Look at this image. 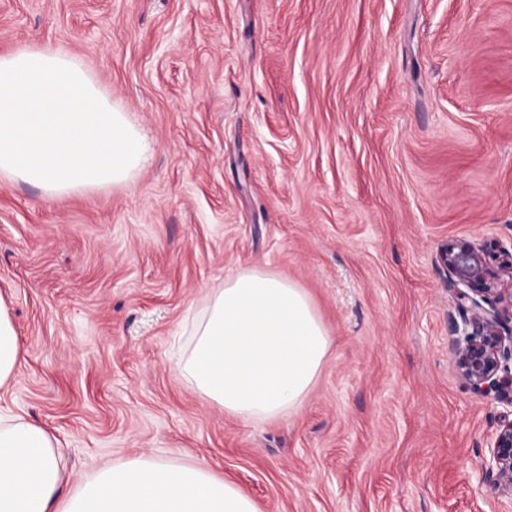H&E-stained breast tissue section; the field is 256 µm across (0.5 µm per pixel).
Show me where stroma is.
<instances>
[{
    "instance_id": "1",
    "label": "stroma",
    "mask_w": 512,
    "mask_h": 512,
    "mask_svg": "<svg viewBox=\"0 0 512 512\" xmlns=\"http://www.w3.org/2000/svg\"><path fill=\"white\" fill-rule=\"evenodd\" d=\"M59 49L154 152L46 197L0 176V410L71 484L149 454L261 512H512L507 408L456 364L449 242L512 244V0H0V56ZM305 288L333 344L302 407L225 417L176 373L225 276ZM21 348L14 323L5 301L0 297V388L15 374ZM485 476L502 491L512 494V419L503 421L491 443Z\"/></svg>"
}]
</instances>
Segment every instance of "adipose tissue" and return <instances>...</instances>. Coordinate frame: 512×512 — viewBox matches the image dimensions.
I'll return each instance as SVG.
<instances>
[{
	"mask_svg": "<svg viewBox=\"0 0 512 512\" xmlns=\"http://www.w3.org/2000/svg\"><path fill=\"white\" fill-rule=\"evenodd\" d=\"M332 347L308 293L260 269L224 279L176 366L210 404L247 424H270L301 407ZM21 348L0 299V387ZM0 512H259L252 497L212 470L138 455L69 487L55 438L0 414Z\"/></svg>",
	"mask_w": 512,
	"mask_h": 512,
	"instance_id": "1",
	"label": "adipose tissue"
}]
</instances>
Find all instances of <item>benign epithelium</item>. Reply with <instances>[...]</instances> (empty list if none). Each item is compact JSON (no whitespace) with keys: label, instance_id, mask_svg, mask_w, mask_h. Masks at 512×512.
<instances>
[{"label":"benign epithelium","instance_id":"benign-epithelium-1","mask_svg":"<svg viewBox=\"0 0 512 512\" xmlns=\"http://www.w3.org/2000/svg\"><path fill=\"white\" fill-rule=\"evenodd\" d=\"M443 260L457 286L460 376L474 393L512 406V246L487 252L454 240ZM485 476L512 493V419L499 425L490 443Z\"/></svg>","mask_w":512,"mask_h":512}]
</instances>
